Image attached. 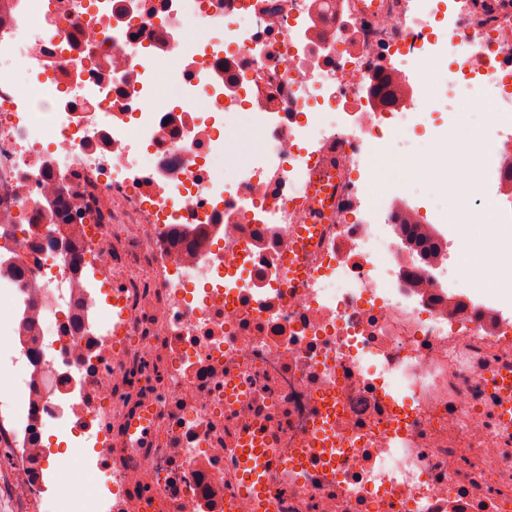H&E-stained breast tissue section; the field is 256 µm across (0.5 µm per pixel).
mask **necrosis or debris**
<instances>
[{
    "instance_id": "1",
    "label": "necrosis or debris",
    "mask_w": 512,
    "mask_h": 512,
    "mask_svg": "<svg viewBox=\"0 0 512 512\" xmlns=\"http://www.w3.org/2000/svg\"><path fill=\"white\" fill-rule=\"evenodd\" d=\"M319 9L331 25L315 38ZM499 52L512 11L477 0H396L358 24L339 0H0V506L224 512L234 450L259 432L278 512H512L495 383L512 372V290L472 308L483 286L450 266L484 234L481 197L512 189ZM157 58L178 92L165 106ZM415 63L469 90L496 141L475 200L425 217L410 178L368 159L419 132L438 146L433 198L469 177L440 147L459 113L424 87L368 105L377 70L406 79ZM335 152L345 196L292 288L284 260L317 205L306 188ZM59 172L66 254L32 224ZM406 217L432 233L429 266ZM460 225L468 238H449ZM51 431L95 494L49 482Z\"/></svg>"
}]
</instances>
